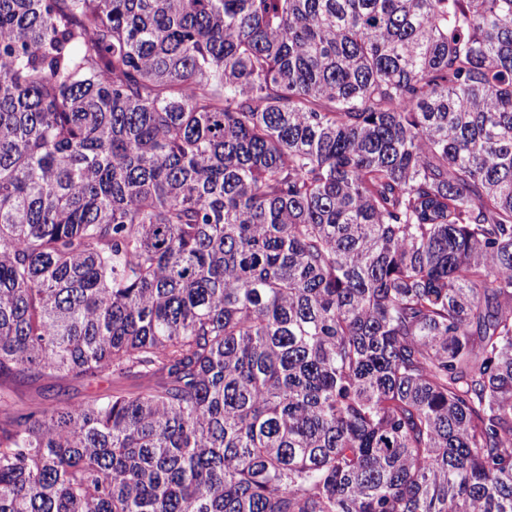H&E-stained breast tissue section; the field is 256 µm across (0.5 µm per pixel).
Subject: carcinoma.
<instances>
[{
  "instance_id": "1",
  "label": "carcinoma",
  "mask_w": 512,
  "mask_h": 512,
  "mask_svg": "<svg viewBox=\"0 0 512 512\" xmlns=\"http://www.w3.org/2000/svg\"><path fill=\"white\" fill-rule=\"evenodd\" d=\"M0 512H512V0H0ZM47 383L55 384L48 389L44 386ZM133 382L124 379H113L112 377L99 378L94 381L75 379L72 377H60L50 382L29 383L14 386L12 390L13 397L25 404L34 405L43 399V395L52 394L57 391L66 393L72 401H80L94 393H106L115 389H131ZM50 390V392L48 391Z\"/></svg>"
}]
</instances>
